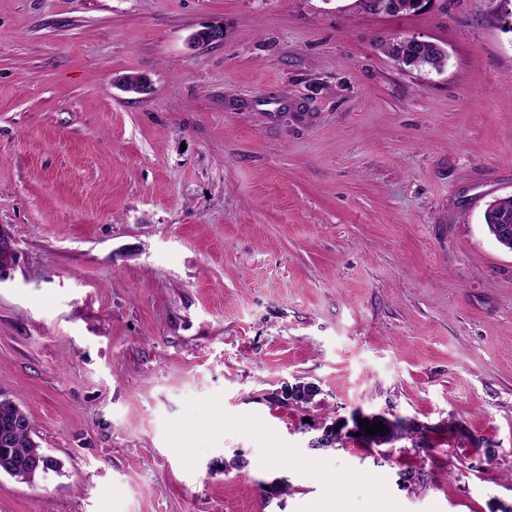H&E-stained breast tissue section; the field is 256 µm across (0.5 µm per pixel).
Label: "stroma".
<instances>
[{
    "label": "stroma",
    "mask_w": 512,
    "mask_h": 512,
    "mask_svg": "<svg viewBox=\"0 0 512 512\" xmlns=\"http://www.w3.org/2000/svg\"><path fill=\"white\" fill-rule=\"evenodd\" d=\"M510 194L512 0H0V393L59 464L0 512H503ZM356 410L419 432L309 448ZM404 38L408 40L401 36L390 39V42L383 45V50L391 56L401 57L402 63L406 67L416 70H436L437 67L445 65L447 54L440 46L435 44L415 45L431 42L415 35Z\"/></svg>",
    "instance_id": "stroma-1"
}]
</instances>
